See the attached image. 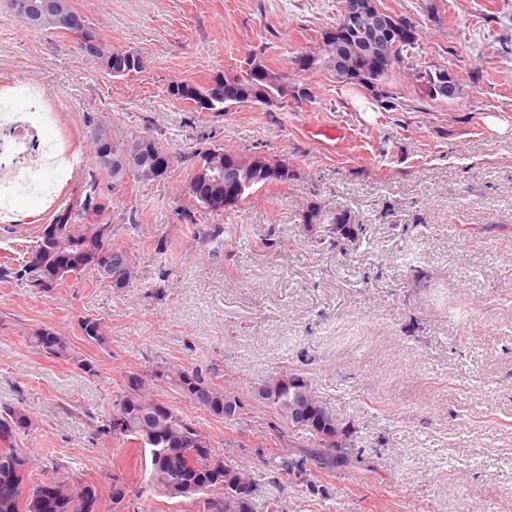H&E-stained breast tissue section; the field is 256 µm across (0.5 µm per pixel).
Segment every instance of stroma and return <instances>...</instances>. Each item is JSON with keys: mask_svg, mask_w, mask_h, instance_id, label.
<instances>
[{"mask_svg": "<svg viewBox=\"0 0 512 512\" xmlns=\"http://www.w3.org/2000/svg\"><path fill=\"white\" fill-rule=\"evenodd\" d=\"M114 48L146 69L116 78L74 38L27 27L0 0V106L22 111L16 86L47 93L54 121L40 130L79 155L55 196L30 195V217L0 221V260L32 243L96 166L89 125L112 137L144 136L178 159L168 179L128 180L112 191L113 241L139 268L117 292L81 281L41 291L0 281V406L34 423L14 445L67 476L104 483L121 469L124 512H183L146 491L135 449L102 442L95 420L111 410L125 372L159 364L198 367L243 400L230 424L168 386L157 397L193 420L214 447L251 466L262 487L256 512H512V0H378L411 19L418 41L392 76L402 109H379L330 72L300 71L345 0H73ZM309 99L286 108L241 104L194 112L169 83L242 73L254 52ZM447 68L461 85L431 100L418 71ZM342 129L344 139L312 135ZM285 160V184L251 193L235 212L191 205L179 159L202 147ZM321 220L303 221L310 206ZM146 212L123 228L129 207ZM364 225L359 244L336 246L333 217ZM220 224L222 245L195 228ZM171 241L166 279L150 250ZM106 326L86 343L78 321ZM47 326L72 359L37 353ZM302 366L327 407L353 431L361 460L318 482L272 480L269 465L295 456L308 437L277 432L252 386Z\"/></svg>", "mask_w": 512, "mask_h": 512, "instance_id": "1", "label": "stroma"}]
</instances>
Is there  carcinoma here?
I'll list each match as a JSON object with an SVG mask.
<instances>
[{
	"label": "carcinoma",
	"instance_id": "obj_1",
	"mask_svg": "<svg viewBox=\"0 0 512 512\" xmlns=\"http://www.w3.org/2000/svg\"><path fill=\"white\" fill-rule=\"evenodd\" d=\"M393 20L394 16L383 9L354 16L346 8L336 27L321 37L319 50L309 54L316 61L315 69L332 72L342 81L368 92L387 112H396L401 107L399 96L391 89V77L404 62V52L417 41L416 24L411 21V37L389 48L383 30ZM118 53L120 50L106 44L93 58L110 74ZM437 77L433 70L417 73V81L428 98L451 100L459 96L458 87L451 95L441 94ZM226 84L233 85L240 93L237 99L224 98ZM288 88L286 75L254 60L244 74L226 77L222 85L215 78L204 83L172 82L167 95L185 104L194 103L196 112L200 111L198 104L202 102L208 103L206 110L210 112H223L232 103L283 108L287 104ZM93 131L90 141L96 153L103 146L119 150L138 144L136 140L127 143L112 140L103 125L95 126ZM201 162L198 151L184 158L193 201L207 209L212 186L198 174ZM266 162L281 169V175L272 182L253 179V192L274 183L288 182V164L270 158ZM103 179L112 183V171L100 165L89 176L78 205L67 203L53 219L52 238H47L46 227H41L36 244L21 260L0 265V280L12 279L44 290L60 288L71 280L80 281L85 275L94 274L101 265H110L112 257L120 256L123 264L114 270L116 279L129 288L134 287L139 270L126 252L113 244L112 201L101 191ZM351 220L348 212L336 214V238L354 244L360 240L364 225L353 224ZM79 328L87 342H105V325L100 319L83 317ZM30 343L40 354L55 358L70 355L65 337L48 327L35 330ZM288 376L301 379V388L281 386ZM157 383L169 386L226 422L238 420L243 408L236 392L215 383L203 371L166 363L148 374L125 375V383L112 395V412L97 421L98 438L137 449L146 485L170 498L186 500L192 512H254L259 485L248 469L238 463H227L226 453L214 447L205 432L156 398L153 388ZM260 387L276 388L275 395L263 401L270 416L286 424L288 411L302 404L313 420L312 428L299 429L310 436L311 448L300 460L280 459L277 474L303 473V465L308 461L315 463L318 472L326 476L354 465L356 453L350 428L327 408L304 369L293 367L276 372ZM32 427L33 420L23 407L7 406L0 410V512H113L126 499L128 487L119 469L108 476L106 491L90 481H73L68 477L34 481V459L13 444L15 435ZM338 429L345 437L341 446L332 441ZM240 484L251 487V495L244 501L228 494Z\"/></svg>",
	"mask_w": 512,
	"mask_h": 512
}]
</instances>
